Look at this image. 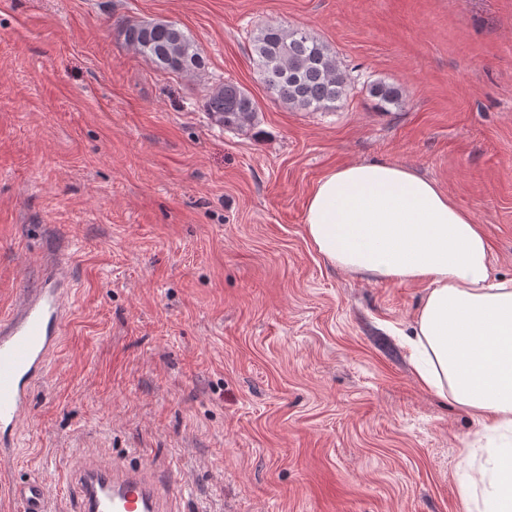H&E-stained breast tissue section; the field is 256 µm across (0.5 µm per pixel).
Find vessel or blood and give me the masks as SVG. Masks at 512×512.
<instances>
[{
  "label": "vessel or blood",
  "mask_w": 512,
  "mask_h": 512,
  "mask_svg": "<svg viewBox=\"0 0 512 512\" xmlns=\"http://www.w3.org/2000/svg\"><path fill=\"white\" fill-rule=\"evenodd\" d=\"M70 296L71 284L58 263L39 288L23 292L0 319V463L9 460L11 434L26 417L31 390L60 345ZM70 476L74 497L68 512H166L165 502L178 489L174 479L156 477L148 467L106 466L88 459L72 466ZM10 489L24 512H50L43 482L14 483Z\"/></svg>",
  "instance_id": "obj_1"
}]
</instances>
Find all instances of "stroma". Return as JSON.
Wrapping results in <instances>:
<instances>
[{
    "label": "stroma",
    "mask_w": 512,
    "mask_h": 512,
    "mask_svg": "<svg viewBox=\"0 0 512 512\" xmlns=\"http://www.w3.org/2000/svg\"><path fill=\"white\" fill-rule=\"evenodd\" d=\"M130 20L176 23L204 69L159 70ZM265 23L335 54L336 111L274 101ZM228 81L259 106L242 132L204 107ZM379 161L450 193L512 278V0H0V314L51 258L73 288L13 481L64 512L91 455L176 474L175 512H463L477 425L414 377L423 285L332 268L305 230L319 179ZM366 90L368 94L376 98L380 106L385 109L387 105H398L402 98V92L398 87L383 82L370 83Z\"/></svg>",
    "instance_id": "35a3bbf8"
}]
</instances>
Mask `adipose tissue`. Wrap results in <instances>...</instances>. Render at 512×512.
Returning <instances> with one entry per match:
<instances>
[{
    "mask_svg": "<svg viewBox=\"0 0 512 512\" xmlns=\"http://www.w3.org/2000/svg\"><path fill=\"white\" fill-rule=\"evenodd\" d=\"M305 229L332 267L424 285L411 365L481 428L461 450L465 512H512V279L472 214L411 167L353 162L314 186Z\"/></svg>",
    "mask_w": 512,
    "mask_h": 512,
    "instance_id": "adipose-tissue-1",
    "label": "adipose tissue"
}]
</instances>
